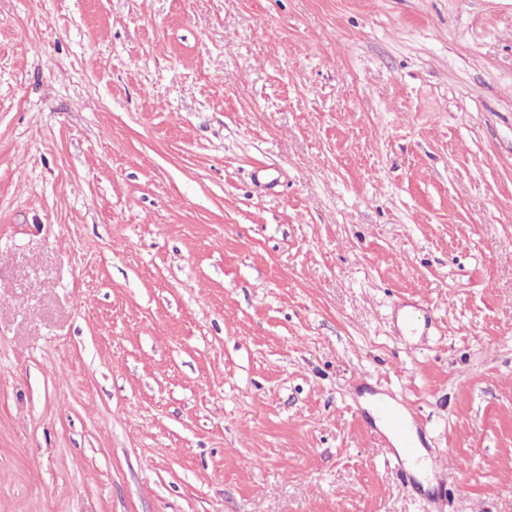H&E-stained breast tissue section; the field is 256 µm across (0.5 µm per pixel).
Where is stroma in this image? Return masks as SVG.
<instances>
[{"instance_id":"stroma-1","label":"stroma","mask_w":512,"mask_h":512,"mask_svg":"<svg viewBox=\"0 0 512 512\" xmlns=\"http://www.w3.org/2000/svg\"><path fill=\"white\" fill-rule=\"evenodd\" d=\"M0 512H512V0H0ZM378 412L385 420L387 429L399 437L398 456H404L411 461H418L421 458L423 448H419L413 438V427L409 424L408 415L399 412L387 401L379 403Z\"/></svg>"}]
</instances>
